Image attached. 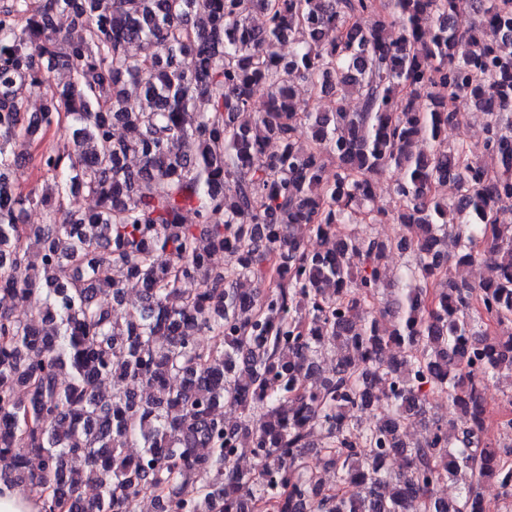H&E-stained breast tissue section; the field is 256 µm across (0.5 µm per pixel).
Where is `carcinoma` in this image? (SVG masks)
I'll list each match as a JSON object with an SVG mask.
<instances>
[{
    "instance_id": "cac0c4a2",
    "label": "carcinoma",
    "mask_w": 512,
    "mask_h": 512,
    "mask_svg": "<svg viewBox=\"0 0 512 512\" xmlns=\"http://www.w3.org/2000/svg\"><path fill=\"white\" fill-rule=\"evenodd\" d=\"M469 3L462 30L458 0H0V296L44 300L27 321L0 304L1 479L65 512L145 494L155 512H486L485 482L512 507V448L485 438L483 402L512 382V0ZM470 108L480 141L448 143ZM53 127L73 152L41 154L25 192L13 144ZM31 207L45 223H23ZM394 252L414 264L390 291ZM482 258L498 272L476 284ZM435 397L454 418L428 416Z\"/></svg>"
}]
</instances>
